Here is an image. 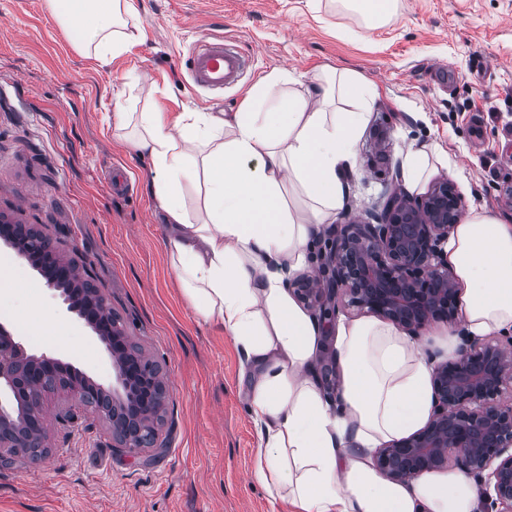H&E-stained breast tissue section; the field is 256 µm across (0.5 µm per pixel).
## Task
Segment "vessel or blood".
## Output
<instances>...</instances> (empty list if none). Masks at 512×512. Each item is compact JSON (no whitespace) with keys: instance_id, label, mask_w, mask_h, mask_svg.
Returning <instances> with one entry per match:
<instances>
[{"instance_id":"b4317fda","label":"vessel or blood","mask_w":512,"mask_h":512,"mask_svg":"<svg viewBox=\"0 0 512 512\" xmlns=\"http://www.w3.org/2000/svg\"><path fill=\"white\" fill-rule=\"evenodd\" d=\"M250 63V56L220 34H207L198 39L185 61L193 86L209 90L236 84Z\"/></svg>"}]
</instances>
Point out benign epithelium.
Returning a JSON list of instances; mask_svg holds the SVG:
<instances>
[{"mask_svg":"<svg viewBox=\"0 0 512 512\" xmlns=\"http://www.w3.org/2000/svg\"><path fill=\"white\" fill-rule=\"evenodd\" d=\"M462 197L442 179L419 197L392 195L375 224H337L326 233L330 252L320 274L289 283L296 297L330 321L344 289L351 303L418 334L433 322L457 324V281L442 245L460 223ZM47 247L52 240L27 224L0 225V243L33 263V238ZM87 266L60 260L59 279L48 282L68 313L85 321L112 359V383L105 386L74 376L63 389L55 419L65 426L91 407L110 423L112 440L124 452L138 454L155 446L167 388L156 369L109 317L103 289L78 276ZM68 364L42 353H27L21 339L0 324V465L16 463L14 448L24 439L23 396L40 393L34 376L41 369ZM432 407L426 425L378 449L373 466L388 479L405 483L424 473L452 467L483 481L485 510L512 512V406L499 398L512 389V337L478 343L468 337L455 357L434 366Z\"/></svg>","mask_w":512,"mask_h":512,"instance_id":"obj_1","label":"benign epithelium"}]
</instances>
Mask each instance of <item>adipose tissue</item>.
<instances>
[{
  "label": "adipose tissue",
  "instance_id": "ef3b65f1",
  "mask_svg": "<svg viewBox=\"0 0 512 512\" xmlns=\"http://www.w3.org/2000/svg\"><path fill=\"white\" fill-rule=\"evenodd\" d=\"M51 16L81 32L77 52L109 65L140 43L135 0H46ZM286 72L262 78L253 96L267 111L182 112L173 120L118 106L117 128L149 159L150 192L163 213L166 246L195 312L243 353L241 381L260 449L253 475L293 512H479L477 486L456 471L388 480L371 464L377 448L427 422L433 364L426 341L375 319L341 321L334 357L342 389L325 400L307 372L320 328L288 291L289 272L305 267L323 215L345 203L344 177L355 166L365 115L335 112L344 97L368 104L370 87L351 71L318 75L307 94H284ZM204 187V214L192 217L185 184ZM312 202L301 213L285 187ZM443 251L464 292L469 335L512 331V224L472 213Z\"/></svg>",
  "mask_w": 512,
  "mask_h": 512
}]
</instances>
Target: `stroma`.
I'll list each match as a JSON object with an SVG mask.
<instances>
[{"instance_id": "1", "label": "stroma", "mask_w": 512, "mask_h": 512, "mask_svg": "<svg viewBox=\"0 0 512 512\" xmlns=\"http://www.w3.org/2000/svg\"><path fill=\"white\" fill-rule=\"evenodd\" d=\"M143 44L108 66L73 47L45 0H0V214L35 224L56 253L87 257L131 343L162 369L169 392L156 448L132 456L94 415L73 427L42 409L49 455L0 468V512H291L254 480L259 449L240 382L242 354L182 295L149 192L147 161L113 133L116 103L169 114L234 112L258 79L287 71L304 91L324 71L360 74L374 94L332 221L370 222L391 192L423 196L450 178L466 210L512 224V0H398L387 23L365 29L331 0H135ZM223 34L254 57L237 84L192 86L180 61L198 36ZM428 153L426 178L403 175L408 151ZM129 179L112 191L113 174ZM0 281V322L38 298L52 324L22 335L110 384L112 361L95 333L64 314L27 264Z\"/></svg>"}]
</instances>
